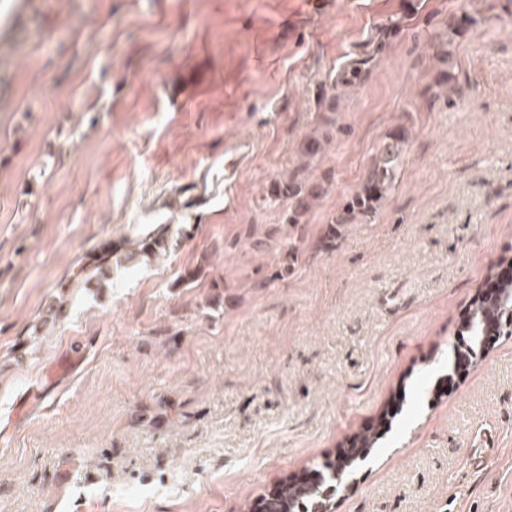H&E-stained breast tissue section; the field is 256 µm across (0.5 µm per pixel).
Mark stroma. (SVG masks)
I'll list each match as a JSON object with an SVG mask.
<instances>
[{"label":"stroma","instance_id":"35a3bbf8","mask_svg":"<svg viewBox=\"0 0 512 512\" xmlns=\"http://www.w3.org/2000/svg\"><path fill=\"white\" fill-rule=\"evenodd\" d=\"M399 126L387 201L335 224ZM291 178L322 186L295 225ZM159 227L165 258L80 281ZM504 257L512 0H0V512H242L402 390L334 512H512V336L433 393ZM186 193L188 195L183 199L182 209L190 215L193 224L199 223L209 204V195L195 185L189 186L183 195ZM121 250L112 245V240L102 241L97 248L92 262L80 270L86 276L85 285L93 281L97 288H102L108 282L112 270V258Z\"/></svg>","mask_w":512,"mask_h":512}]
</instances>
